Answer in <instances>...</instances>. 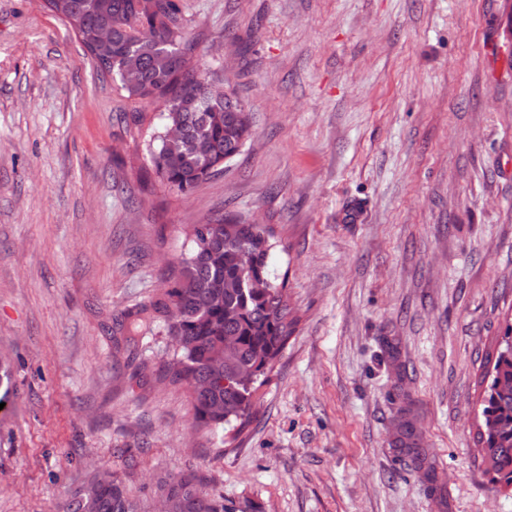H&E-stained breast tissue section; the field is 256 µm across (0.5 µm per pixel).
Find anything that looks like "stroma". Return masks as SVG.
Wrapping results in <instances>:
<instances>
[{
	"mask_svg": "<svg viewBox=\"0 0 512 512\" xmlns=\"http://www.w3.org/2000/svg\"><path fill=\"white\" fill-rule=\"evenodd\" d=\"M182 2L201 71L253 121L187 193L127 164L158 102L130 106L44 0H0V512H59L120 448L140 498L192 472L232 512H512L476 443L512 327V0ZM227 212L276 227L299 323L217 439L184 387L130 391L164 337L132 361L111 326ZM406 395L433 491L390 446Z\"/></svg>",
	"mask_w": 512,
	"mask_h": 512,
	"instance_id": "1",
	"label": "stroma"
}]
</instances>
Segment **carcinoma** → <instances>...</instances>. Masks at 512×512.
Returning <instances> with one entry per match:
<instances>
[{
  "instance_id": "cac0c4a2",
  "label": "carcinoma",
  "mask_w": 512,
  "mask_h": 512,
  "mask_svg": "<svg viewBox=\"0 0 512 512\" xmlns=\"http://www.w3.org/2000/svg\"><path fill=\"white\" fill-rule=\"evenodd\" d=\"M69 23L88 49L98 72L110 77L132 105L161 103L164 132L152 135L145 150L153 172L169 188L187 193L238 155L251 136L247 103L229 87L219 90L191 61L197 44L186 37L181 0H46ZM112 30V42L98 41V29ZM140 62L126 80L127 62ZM190 250L169 270L163 288L148 302L124 309L112 334L133 353L139 337L165 335L177 359L171 374L157 379L183 383L190 391L195 422L215 434L224 425L244 428L257 389L269 380L297 319L285 284L271 279L274 229L236 214L193 224ZM509 334L486 380L481 415L484 462L492 480L512 488V352ZM392 447L410 458L422 478L436 483L434 465L422 448L411 404L400 409ZM157 494L173 512H230L224 496L206 491L193 475L157 481ZM62 512H149L131 497L124 481L98 468L74 489Z\"/></svg>"
}]
</instances>
